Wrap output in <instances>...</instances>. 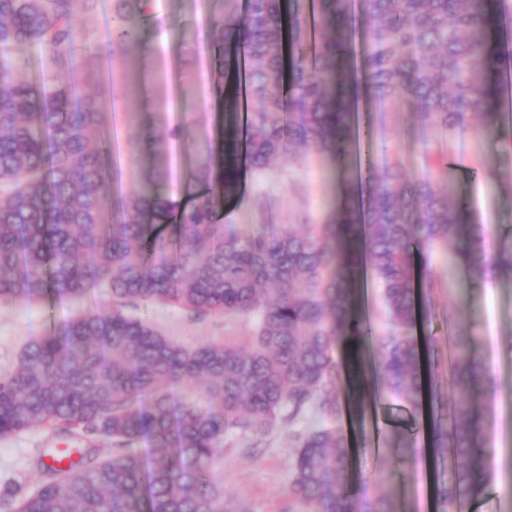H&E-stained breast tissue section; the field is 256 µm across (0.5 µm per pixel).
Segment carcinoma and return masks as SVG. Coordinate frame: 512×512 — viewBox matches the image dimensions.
I'll return each mask as SVG.
<instances>
[{"instance_id": "1", "label": "carcinoma", "mask_w": 512, "mask_h": 512, "mask_svg": "<svg viewBox=\"0 0 512 512\" xmlns=\"http://www.w3.org/2000/svg\"><path fill=\"white\" fill-rule=\"evenodd\" d=\"M154 0H115L117 46L138 39ZM97 0H0V50L37 46L57 77L33 83L0 65V300L112 294V310L85 311L32 338L0 375V437L45 429L79 444L67 467L39 457L35 488L14 512H234L212 464L230 435L290 426L292 497L300 512H399L389 496L366 501L350 476L339 381L350 358L372 347L384 392L419 405L424 391L413 328L415 257L454 244L474 277L512 280V238L487 257L485 224L464 223L452 172L437 150L421 173L399 158L345 187L342 213L303 230L224 235V202L239 194L241 163L254 172L314 150L345 164L355 126L354 91L365 103L410 111L422 128L453 137L512 142L493 111L489 76L500 58L493 20L512 21V0H319L322 35L310 47L305 0H224L209 21L212 46L235 75L240 55L251 112L245 139L228 121L224 144L208 145L189 201L138 190L112 200L104 161L112 143L102 105L73 97L67 79L80 36L76 20ZM383 289L389 327L377 333L358 312L361 275ZM165 303L196 316L255 318L252 343L177 344L126 313ZM457 391L448 418L432 426L454 479L439 491L460 509L477 497L472 473L488 449L471 394L493 376L457 332L448 343ZM176 386L202 403L177 405ZM309 423L291 429L297 421ZM112 442L101 457L93 439ZM148 445L143 455L140 442Z\"/></svg>"}]
</instances>
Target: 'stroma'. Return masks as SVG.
I'll return each mask as SVG.
<instances>
[{
	"label": "stroma",
	"instance_id": "obj_1",
	"mask_svg": "<svg viewBox=\"0 0 512 512\" xmlns=\"http://www.w3.org/2000/svg\"><path fill=\"white\" fill-rule=\"evenodd\" d=\"M224 0H197L195 6L178 5L177 0H155L153 16L143 22L137 42L115 49L112 29L113 0H100L96 13L80 20L86 42L80 43L72 61L70 78L78 96L93 95L105 104L102 123L112 134L116 149L112 160V192L124 196L151 179L153 168H161L159 192L187 185L200 158L199 146L213 139L216 116L225 112L224 101L210 93L209 82L217 76V66L207 70V82L197 80L202 59L211 57L208 20L222 12ZM181 75L183 107L176 112L166 105L167 76ZM412 117L406 112L379 114L378 152H400L406 166L419 170L424 165L425 147L411 136ZM188 129V140L168 138L169 129ZM152 136L159 148L137 165H130L127 150L131 142ZM449 150L459 162L456 197L470 221L489 225L493 239L512 234V164L503 163L504 142H477L471 137L450 140ZM490 162L493 179L471 177L474 161ZM347 172L327 156L311 151L300 160L279 162L256 174L240 173V197L224 206L225 233H244L261 224H317L334 214L342 204ZM427 262L436 280L432 312L418 320L415 333L427 340L426 362L435 366L434 377L439 404L449 407L457 398L448 380V336L450 329L473 333L475 347L490 369L496 384L494 395L476 391L474 402L487 433L489 465L485 485L474 501L475 512H501L506 500L507 481L500 471L504 447L499 434L501 397L512 396V375L499 366L512 357V331L504 329L512 316V296L507 282L486 275L477 282L462 260H449L446 249L435 248ZM108 310L111 295L103 290L89 293L82 304L68 301H0V374L18 362L23 347L44 331L61 327L79 309ZM138 317L147 320L172 341L193 345L202 341L248 344L254 330L253 318L207 315L196 317L171 305L153 304L141 308ZM345 442L350 450L354 485L368 499L387 494L404 512H436L435 482L447 481L451 467L441 462L435 479H428L420 457L402 466L371 445L375 427L401 434L413 448L424 445L427 432L424 410L410 411L404 401L378 395L361 417L342 421ZM63 438L42 430H30L0 438V492L15 485L35 487L31 462L50 448L64 447ZM288 430L277 427L268 432L260 447H244L240 438L226 441L214 462L215 475L223 480L225 494L243 504L246 512H288L293 505Z\"/></svg>",
	"mask_w": 512,
	"mask_h": 512
}]
</instances>
